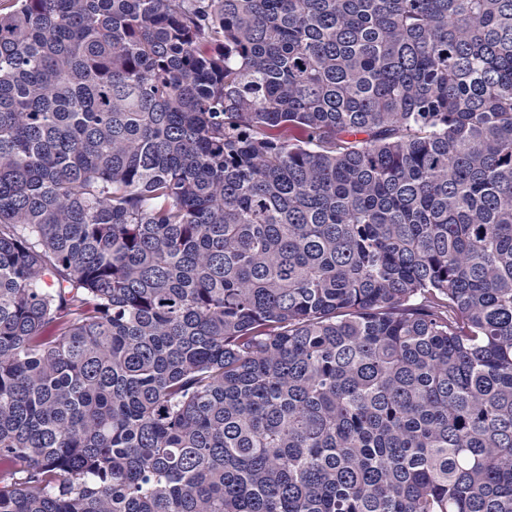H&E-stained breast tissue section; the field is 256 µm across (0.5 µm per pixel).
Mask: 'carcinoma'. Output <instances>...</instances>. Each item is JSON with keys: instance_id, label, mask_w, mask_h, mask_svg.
<instances>
[{"instance_id": "carcinoma-1", "label": "carcinoma", "mask_w": 512, "mask_h": 512, "mask_svg": "<svg viewBox=\"0 0 512 512\" xmlns=\"http://www.w3.org/2000/svg\"><path fill=\"white\" fill-rule=\"evenodd\" d=\"M0 4V512H512V0Z\"/></svg>"}]
</instances>
